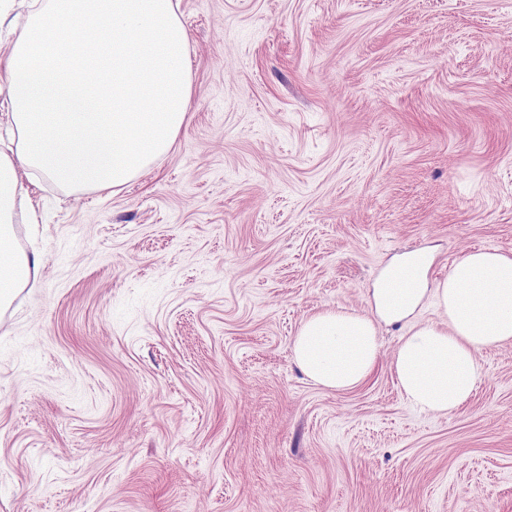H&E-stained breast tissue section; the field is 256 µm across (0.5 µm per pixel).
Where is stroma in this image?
<instances>
[{"label":"stroma","instance_id":"35a3bbf8","mask_svg":"<svg viewBox=\"0 0 512 512\" xmlns=\"http://www.w3.org/2000/svg\"><path fill=\"white\" fill-rule=\"evenodd\" d=\"M189 120L119 192L31 198L0 314V512H512V343L422 414L301 323L425 246L512 251V0H179Z\"/></svg>","mask_w":512,"mask_h":512}]
</instances>
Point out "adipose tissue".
I'll use <instances>...</instances> for the list:
<instances>
[{
	"label": "adipose tissue",
	"instance_id": "1",
	"mask_svg": "<svg viewBox=\"0 0 512 512\" xmlns=\"http://www.w3.org/2000/svg\"><path fill=\"white\" fill-rule=\"evenodd\" d=\"M0 0V314L35 287L37 257L15 224L30 186L117 189L177 141L192 92L189 37L177 0ZM434 248L393 255L367 292V306L305 319L294 360L338 392L364 383L380 361L379 329L402 326L392 359L401 397L425 414L464 408L481 378L479 353L512 342V254L477 249L446 276ZM436 323L419 318L425 307Z\"/></svg>",
	"mask_w": 512,
	"mask_h": 512
}]
</instances>
